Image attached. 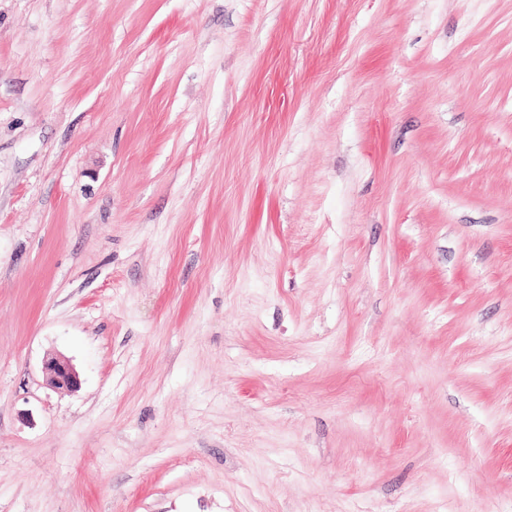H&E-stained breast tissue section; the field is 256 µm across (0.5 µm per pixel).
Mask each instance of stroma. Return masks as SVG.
Instances as JSON below:
<instances>
[{
  "label": "stroma",
  "instance_id": "35a3bbf8",
  "mask_svg": "<svg viewBox=\"0 0 512 512\" xmlns=\"http://www.w3.org/2000/svg\"><path fill=\"white\" fill-rule=\"evenodd\" d=\"M0 512H512V0H0ZM46 382L58 390L74 391L79 386V375L70 361L62 356H53L43 365Z\"/></svg>",
  "mask_w": 512,
  "mask_h": 512
}]
</instances>
